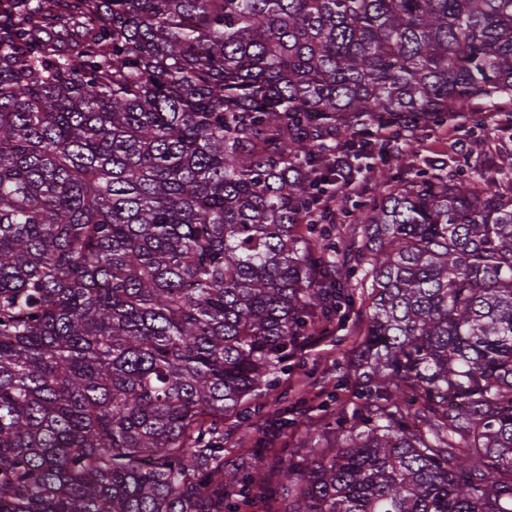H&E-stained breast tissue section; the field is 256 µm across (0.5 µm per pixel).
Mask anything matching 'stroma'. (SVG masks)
Returning <instances> with one entry per match:
<instances>
[{"label":"stroma","mask_w":512,"mask_h":512,"mask_svg":"<svg viewBox=\"0 0 512 512\" xmlns=\"http://www.w3.org/2000/svg\"><path fill=\"white\" fill-rule=\"evenodd\" d=\"M418 144V153L402 149L391 163L376 164L368 181L386 173L413 179L441 165L464 180L493 175L495 161L512 155V114L479 104L468 118L451 116L422 129ZM349 285L352 306L333 316L325 333L289 360L272 387L248 400L246 418L224 417L225 463L251 465L259 483L278 482L276 466L284 452L304 453L318 446L323 424L351 414L360 404L356 380L343 375L363 362L370 300L361 276L351 277ZM276 401L298 419V426H281L271 412Z\"/></svg>","instance_id":"stroma-1"}]
</instances>
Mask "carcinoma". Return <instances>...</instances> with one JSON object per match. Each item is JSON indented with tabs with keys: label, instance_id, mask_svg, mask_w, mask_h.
<instances>
[{
	"label": "carcinoma",
	"instance_id": "carcinoma-1",
	"mask_svg": "<svg viewBox=\"0 0 512 512\" xmlns=\"http://www.w3.org/2000/svg\"><path fill=\"white\" fill-rule=\"evenodd\" d=\"M512 101V0H0V512H224L235 411L351 303L336 144ZM362 404L283 512H512V157L378 185ZM333 167L337 172L336 192L323 197L319 204L311 214H308L303 224H318L327 228L332 240L337 244L336 250V263L345 266L344 271L347 274L348 270L356 268L357 261V239L355 243L350 244V229L352 227L353 217L348 219L342 216H337V224H321L320 217L323 213L333 211V206L336 203V197L341 192L356 191L360 187V176L355 171L354 163L350 156L343 149H336V155L331 161ZM337 208V203H336Z\"/></svg>",
	"mask_w": 512,
	"mask_h": 512
}]
</instances>
